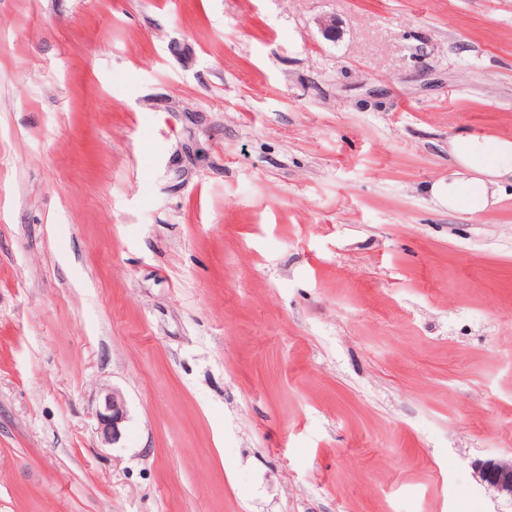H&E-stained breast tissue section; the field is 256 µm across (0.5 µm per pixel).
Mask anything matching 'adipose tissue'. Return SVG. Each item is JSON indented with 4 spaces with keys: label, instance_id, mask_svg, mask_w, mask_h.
<instances>
[{
    "label": "adipose tissue",
    "instance_id": "adipose-tissue-1",
    "mask_svg": "<svg viewBox=\"0 0 512 512\" xmlns=\"http://www.w3.org/2000/svg\"><path fill=\"white\" fill-rule=\"evenodd\" d=\"M448 153L454 170L432 192L449 211L485 210L512 186V140L470 133L451 138Z\"/></svg>",
    "mask_w": 512,
    "mask_h": 512
}]
</instances>
